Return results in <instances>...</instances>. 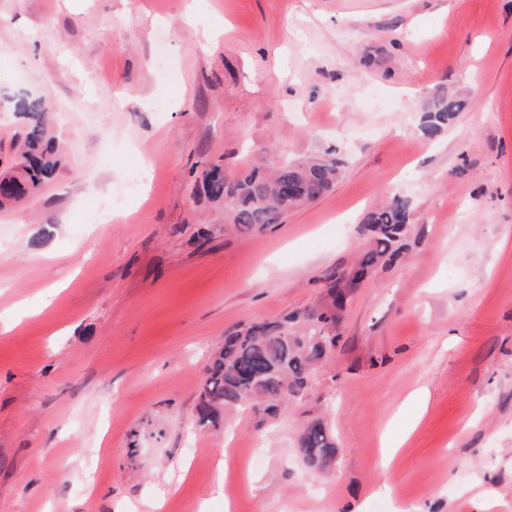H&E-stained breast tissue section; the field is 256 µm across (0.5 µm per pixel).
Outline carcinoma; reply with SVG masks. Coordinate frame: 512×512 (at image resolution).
<instances>
[{
    "mask_svg": "<svg viewBox=\"0 0 512 512\" xmlns=\"http://www.w3.org/2000/svg\"><path fill=\"white\" fill-rule=\"evenodd\" d=\"M462 104L445 95L435 97L431 109L420 118L418 129L426 138L439 134L453 121ZM14 111L27 121L25 172L31 188H38L55 171L53 147L46 141V116L50 103L44 96L20 95ZM340 168L332 160L286 161L267 171L253 167L237 177L215 171L204 176L208 197L224 204L228 227L238 233L256 235L279 222L284 208L298 207L322 197L336 183ZM0 205L17 199L25 186L14 178H3ZM411 205L407 197L391 196L382 207L367 213L360 232L368 248L352 269L337 270L326 278L323 302L304 311L246 324L224 336L206 368L197 407V423L216 427L232 408L264 406L278 409L279 403L297 397L305 389L317 365L336 347L339 328L352 289L383 262H396L406 249ZM303 455L311 461L326 458L335 442L321 422L306 425L298 439Z\"/></svg>",
    "mask_w": 512,
    "mask_h": 512,
    "instance_id": "carcinoma-1",
    "label": "carcinoma"
}]
</instances>
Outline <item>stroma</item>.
Masks as SVG:
<instances>
[{
    "mask_svg": "<svg viewBox=\"0 0 512 512\" xmlns=\"http://www.w3.org/2000/svg\"><path fill=\"white\" fill-rule=\"evenodd\" d=\"M189 2L0 0V173L22 92L49 96L59 159L0 209V512H512V0ZM440 93L463 109L423 137ZM325 155L324 196L199 240L224 221L205 171ZM395 191L407 251L356 288L310 390L199 427L225 332L315 303ZM316 419L324 471L296 446Z\"/></svg>",
    "mask_w": 512,
    "mask_h": 512,
    "instance_id": "stroma-1",
    "label": "stroma"
}]
</instances>
